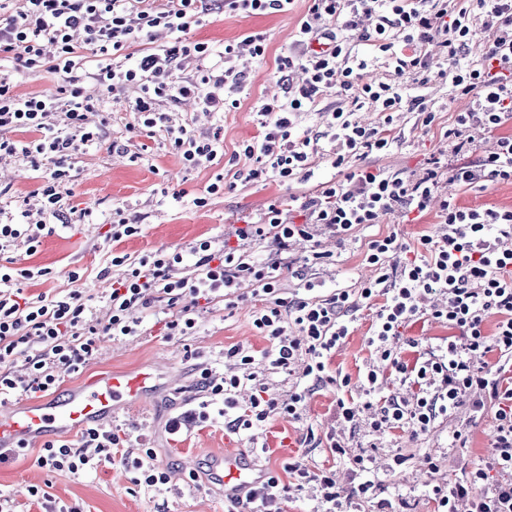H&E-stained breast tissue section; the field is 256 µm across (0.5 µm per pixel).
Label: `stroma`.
<instances>
[{"label":"stroma","mask_w":512,"mask_h":512,"mask_svg":"<svg viewBox=\"0 0 512 512\" xmlns=\"http://www.w3.org/2000/svg\"><path fill=\"white\" fill-rule=\"evenodd\" d=\"M305 10L304 0H298L295 9L285 13L212 14L192 30V38L207 41L218 52L223 51L225 43L247 33L259 32L266 38L264 59L246 56L237 63L238 70L244 73L241 107L224 115L225 156H232L243 142L258 134L257 109L261 100L280 94L278 60L287 55ZM425 51L428 69L405 77L403 84L408 95H423L430 100L435 121L426 127L417 112H397L393 149L369 159L370 164L403 176L419 172L429 158L447 157L445 132L455 114L468 105L467 98L458 96L450 83L440 79L446 62L436 44H427ZM134 95L130 89L125 97L109 100L112 121L102 130L101 145L87 148L75 159L72 194L65 202L70 207L92 209V223L72 221L44 238L36 252H28L22 242L13 250L18 267H41L47 271L46 276L28 281L29 295L50 299L76 290L83 297L92 298L95 314L101 317L107 311L104 294L113 277L120 273L110 264L113 252L135 259L157 250L186 253L205 238L222 243L233 238L235 228L244 221L257 219L263 205L273 198L282 204L283 220L299 221L300 215L291 201L293 190L279 181L270 178L248 182L234 177L221 163L190 169L170 153L163 133L151 138L130 137L126 125L132 122L133 115L127 112L126 101ZM115 141L121 142L122 147L114 151L110 145ZM219 175L224 178V190L210 196L205 208L174 200V193L183 190L205 193ZM437 192L442 197H454L466 207L512 208L510 182L474 192L443 178ZM117 205L128 207L130 215L138 217L142 224L140 235L118 243L111 239L112 209ZM435 230L436 217L430 213L403 224L384 220L373 228L358 229L342 245L321 235L322 247L333 252L334 262L321 270L320 277L330 290L359 287L372 274L364 263L365 243L371 233L396 232L401 242L413 248L421 235L434 234ZM73 271L78 272V281L70 280ZM261 306L257 297L232 309L220 302H199L198 326L190 336L168 335L163 307L140 308L135 315L144 324L141 335L121 340L100 337L96 359L79 372L64 375L59 388L66 391L111 371L137 372L157 366L164 385L157 390L154 404L119 409L109 426L124 438L125 449H155L157 462L167 469L169 481L158 490L145 491L134 483L133 472L117 460L92 476L52 471L38 465L43 444L37 441L0 460V491L10 496L13 512H45L41 497L29 492L33 486L77 512H229L231 503L224 487L211 478L208 466L211 455L227 448L258 450L261 465L277 473L291 458L314 471L329 469L350 512H381L385 503L391 504L394 512H434L431 488L453 482L460 477L464 465L486 458L495 424L493 409L474 418L463 406L451 419L437 422L428 434L415 436L395 430L378 436L370 427L369 413H360L353 423L337 422V391L328 383L311 387L298 419L275 414L238 435L226 430L223 417L214 413L208 422L169 434L168 420L185 403H197L201 397V371L209 368L227 373L225 348L239 345L258 354L269 349V341L253 325ZM373 316L369 307L355 313L350 335L329 358L331 373L349 375L356 382L369 366L375 365L366 342ZM458 429L468 435L462 448L452 438ZM332 436L345 443V455L330 453L328 439ZM399 454L405 458L400 465L394 462ZM359 456L367 459L375 482L374 488L363 495L353 491L358 484L354 460Z\"/></svg>","instance_id":"obj_1"}]
</instances>
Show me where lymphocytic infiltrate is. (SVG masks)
Here are the masks:
<instances>
[{
	"label": "lymphocytic infiltrate",
	"instance_id": "f902f5d3",
	"mask_svg": "<svg viewBox=\"0 0 512 512\" xmlns=\"http://www.w3.org/2000/svg\"><path fill=\"white\" fill-rule=\"evenodd\" d=\"M295 0H0V62L54 74V88L26 96L14 94L9 76L0 77V160L14 163L50 160L41 184L23 198L19 221L0 207V256L10 253L18 239L37 248L42 238L67 223L63 200L70 195L71 171L80 151L101 138L92 128V114L102 112L107 98L136 89L128 109L135 114L128 124L131 136L163 131L171 151L184 165L197 168L224 156V128L195 134L189 124L160 111L163 101H193L204 112H231L241 101L240 74L233 62L241 52L261 59L264 37L247 34L225 45L213 58L208 43L191 39L192 28L206 15L220 12L265 15L289 11ZM375 19L373 50L385 53L392 81L365 82L366 63L349 41L361 18ZM484 34L485 51L479 63L461 65L468 42ZM149 49L131 54L138 40ZM438 42L451 69V85L469 97L466 111L457 113L445 136L456 157L445 165L428 162L422 174L403 177L367 165L372 155L390 150L395 142L391 125L395 112L408 107L420 112L424 125L436 117L426 98H404L399 78L426 69V44ZM187 57L201 66L196 75L175 79L174 71ZM284 94L264 100L258 109L260 132L241 146L249 165L245 178L259 181L273 176L291 185L311 179L315 160L325 157L332 168L345 169L344 178L320 182L309 193L296 195L301 222L284 223L279 201L267 202L258 221L236 228V245L213 249L205 240L192 246L196 260L186 266L181 253L158 251L139 259L116 253L112 266L123 268L114 281L109 316L99 321L79 291L52 299L27 296L19 279L45 276V269L16 268L0 263V401L16 393L29 396L56 388L63 374L78 372L90 363L101 335L135 336L141 322L132 309L165 303L170 316L166 327L173 336H189L198 319L182 298L223 301L232 308L242 300L241 287L250 284L263 307L253 324L271 343L262 357L234 345L225 359L247 367L245 375L213 376L203 370L201 383L218 402L225 426L238 433L270 415L299 418L305 391L290 394L287 403L264 398L252 367L264 360L268 369L291 371L302 363V379L328 381L326 362L333 349L350 333L346 315L361 304L376 303L375 320L367 339L380 362L364 375L360 386L375 392L379 371L394 372L414 390L412 400L391 399L381 404L336 402V420L353 422L360 410L371 415L373 431L411 428L430 431L438 420L452 417L463 405L476 412L495 406V424L486 461L465 470L452 487L436 486L432 496L437 512H456L460 500H469L471 512H512V208L473 209L455 199L438 198L441 176L470 190L512 182V135L499 130L512 121V0H475L474 6L457 0H310L298 22L296 38L278 67ZM99 87L101 97L85 93L86 85ZM348 101L328 114L325 133L332 151L320 152L317 139L301 135L300 121L329 92ZM374 106L382 122L370 126L355 117L356 110ZM497 134L494 151L480 155L476 135ZM358 168H351V161ZM436 212V235L421 236L414 251H407L397 233L375 234L368 240L364 259L375 271L358 292L336 288L321 294L317 268L330 261L316 236L328 231L345 241L360 227H370L383 216ZM272 239L275 253L265 259L252 254L255 245ZM310 245L300 257L290 256L293 243ZM299 280L300 290L282 297L284 278ZM426 316L458 330L446 346L403 360L396 343L402 329ZM494 320L493 334L484 325ZM29 348L25 376L10 370L13 356ZM498 352L496 363L486 362ZM251 387L247 402L238 394ZM118 433L86 429L80 447L46 443L39 466L57 471L94 472L111 465ZM501 473L491 481V472Z\"/></svg>",
	"mask_w": 512,
	"mask_h": 512
}]
</instances>
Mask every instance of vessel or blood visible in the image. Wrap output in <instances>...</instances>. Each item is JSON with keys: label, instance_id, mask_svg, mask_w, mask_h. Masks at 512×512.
<instances>
[{"label": "vessel or blood", "instance_id": "b4317fda", "mask_svg": "<svg viewBox=\"0 0 512 512\" xmlns=\"http://www.w3.org/2000/svg\"><path fill=\"white\" fill-rule=\"evenodd\" d=\"M159 378L154 369L134 374L111 372L88 379L62 394L53 393L19 405L2 404L0 447L13 448L104 424L119 408L149 403ZM211 475L234 497L244 496L266 479V471L254 455L235 449L213 456Z\"/></svg>", "mask_w": 512, "mask_h": 512}]
</instances>
